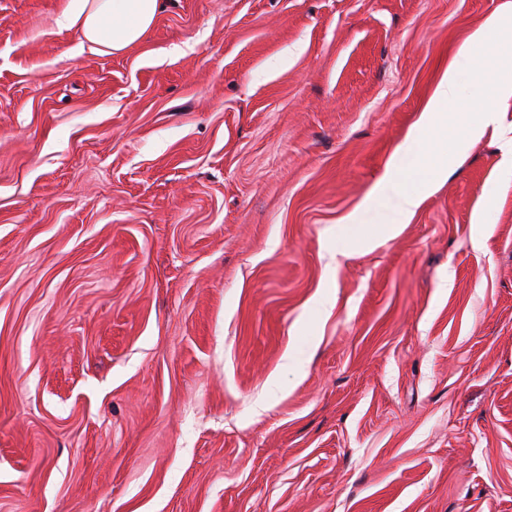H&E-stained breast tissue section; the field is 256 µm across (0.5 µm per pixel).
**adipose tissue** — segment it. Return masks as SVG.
Masks as SVG:
<instances>
[{
	"label": "adipose tissue",
	"mask_w": 512,
	"mask_h": 512,
	"mask_svg": "<svg viewBox=\"0 0 512 512\" xmlns=\"http://www.w3.org/2000/svg\"><path fill=\"white\" fill-rule=\"evenodd\" d=\"M164 4L165 0H69L56 24L77 30L81 44L94 50L121 52L139 43Z\"/></svg>",
	"instance_id": "obj_1"
}]
</instances>
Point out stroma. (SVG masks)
Segmentation results:
<instances>
[{
	"instance_id": "35a3bbf8",
	"label": "stroma",
	"mask_w": 512,
	"mask_h": 512,
	"mask_svg": "<svg viewBox=\"0 0 512 512\" xmlns=\"http://www.w3.org/2000/svg\"><path fill=\"white\" fill-rule=\"evenodd\" d=\"M67 3L0 0V512H512V168L373 194L512 0ZM164 4L165 0H69L56 24L77 30L81 47L121 52L139 43ZM356 216H348L344 224L336 226V255L341 254L339 245H347L355 248H371L377 237H394L400 228L397 224H383L376 232H368L364 224H355Z\"/></svg>"
}]
</instances>
